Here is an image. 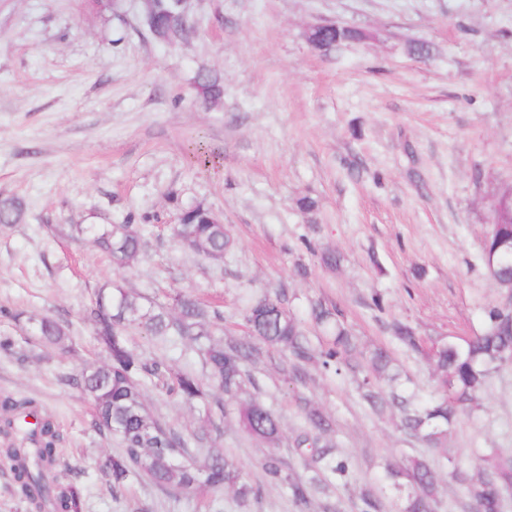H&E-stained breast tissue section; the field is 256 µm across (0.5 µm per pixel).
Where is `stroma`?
<instances>
[{
  "mask_svg": "<svg viewBox=\"0 0 512 512\" xmlns=\"http://www.w3.org/2000/svg\"><path fill=\"white\" fill-rule=\"evenodd\" d=\"M142 10L141 0H0V197L25 205L22 222L0 230V336L14 340L0 351V397L53 417L81 512H300L261 462L275 454L310 475L294 447L310 429L304 398L352 461L347 480L314 493L311 512L326 503L354 512L382 459L421 445L374 414L353 379L309 362L303 381H289L286 355L264 345L247 365L248 391L278 416L276 444L244 432L232 404L145 388L153 412L184 436L211 419L219 449L261 486L258 500L141 480L112 493L106 462L119 445L94 428L72 380L108 358L84 310L105 284L166 305L186 293L220 311L219 338L231 343L248 336L250 304L281 290L308 336L318 334L310 309L323 303L365 349H386L419 398L434 396L427 359L391 325L410 326L427 347L481 332L501 300L483 245L495 204L512 192V0H190V28L172 45L141 25ZM325 22L364 37L322 54L306 32ZM203 70L221 80L219 105L198 95ZM201 142L214 151L205 165ZM305 197L315 210L300 207ZM199 203L235 240L223 261L173 238L182 210ZM127 220L144 245L121 271L70 236L74 224ZM328 253L337 264L323 263ZM13 311L56 320L67 349L27 336ZM128 344L204 373L190 340L133 331ZM491 448L512 449V366L493 374L482 408L448 440L468 470Z\"/></svg>",
  "mask_w": 512,
  "mask_h": 512,
  "instance_id": "obj_1",
  "label": "stroma"
}]
</instances>
